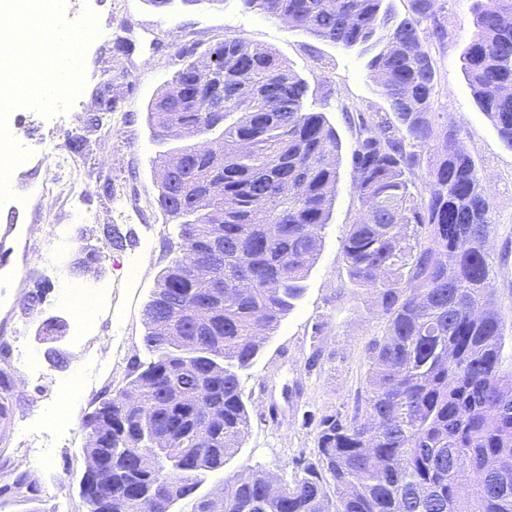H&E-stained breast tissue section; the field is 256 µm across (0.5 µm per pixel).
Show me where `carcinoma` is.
<instances>
[{
  "label": "carcinoma",
  "instance_id": "carcinoma-1",
  "mask_svg": "<svg viewBox=\"0 0 512 512\" xmlns=\"http://www.w3.org/2000/svg\"><path fill=\"white\" fill-rule=\"evenodd\" d=\"M288 28L337 48L371 52L366 67L388 110L361 112L350 160L360 217L342 254L349 281L384 319L366 348L363 394L350 414L322 415L299 472L273 487L262 471L196 495L240 447L251 416L241 372L302 299L338 183L341 143L309 85L270 48L226 38L204 58L224 67L220 154L210 133L201 61L184 59L147 105L153 135L184 142L180 161L155 158L158 204L179 221L180 256L159 273L145 308L149 360L94 411L87 452L110 461L99 477L116 512H512V373L500 372L503 320L486 244L489 189L460 131L432 111L436 72L424 44L443 41L437 0H411L391 19L385 0H242ZM463 70L481 112L512 149V0H482ZM432 157H423L424 150ZM421 183L414 176L421 168ZM220 246L217 260L206 242ZM193 268V274L186 273ZM187 429L157 441L176 418ZM155 461L152 500L129 481L140 455ZM20 475L0 494L34 495Z\"/></svg>",
  "mask_w": 512,
  "mask_h": 512
}]
</instances>
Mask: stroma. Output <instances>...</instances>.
Listing matches in <instances>:
<instances>
[{"label": "stroma", "mask_w": 512, "mask_h": 512, "mask_svg": "<svg viewBox=\"0 0 512 512\" xmlns=\"http://www.w3.org/2000/svg\"><path fill=\"white\" fill-rule=\"evenodd\" d=\"M476 2H437V17L447 35L428 46L438 76L433 109L460 129L478 175L490 190L494 229L487 249L494 298L504 321L501 369L507 373L512 371V149L477 107L462 70L461 55L475 32ZM67 4L65 21L78 20L88 9L112 35L94 37L86 45L81 96L90 103L87 110L75 117L60 112L47 118L32 108L18 115L22 127L40 132L36 140L18 139L28 153L21 179L38 183L45 178L40 163L45 139L64 148L74 136L83 135L90 147L82 160L85 220L69 218L62 206L47 223L33 206L13 213L0 203V221L10 214L18 219L15 247L21 253L19 278L0 283V372L14 382L11 423L6 441L0 442V473L26 475L37 486L31 500L0 497V512H85L80 482L88 433L82 419L101 397L121 386L133 364L147 360L144 308L160 271L177 255L175 225L157 203L154 160L164 146L148 127L146 106L180 68L178 49L193 47L201 53L227 37L272 48L300 74L310 86L316 110L335 126L344 150L332 218L321 232V251L304 296L242 374L251 406L242 445L223 469L207 476L199 491L209 493L225 478L252 470L292 479L295 458L314 446L316 420L325 413L351 410L364 387L365 350L380 332V314L369 295L349 283L342 255L348 226L359 217L349 158L357 132L345 122L342 110L386 109L377 83L368 75L369 55L358 49L342 52L299 34L279 20L246 9L241 0H170L164 7L153 6L151 0ZM117 38L130 43L129 55L113 56L110 47ZM107 82L116 107L102 115L96 103ZM107 181L112 184L108 195L103 192ZM109 225L119 229L122 245L105 236ZM91 249L99 257L96 269L80 272L76 259ZM64 283L99 293L97 316L83 319L78 310L61 303L58 292ZM52 316L64 328L56 341L47 342L37 328ZM19 346L31 351L38 371L6 361L5 349ZM91 369L99 374L97 384L72 401L70 430L57 435L47 417L55 410L60 388L70 377Z\"/></svg>", "instance_id": "1"}]
</instances>
